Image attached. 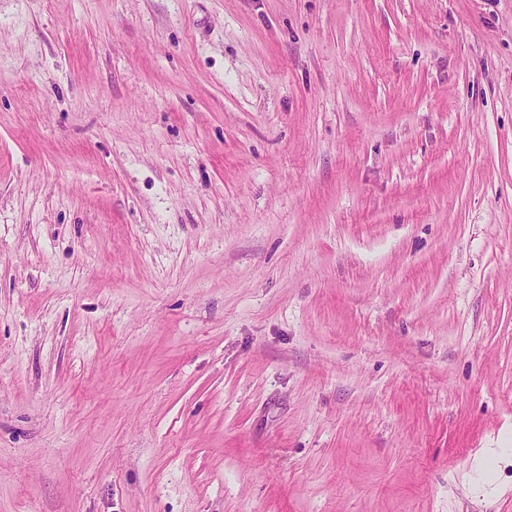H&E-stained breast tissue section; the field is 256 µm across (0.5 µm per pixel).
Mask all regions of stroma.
Listing matches in <instances>:
<instances>
[{"label": "stroma", "instance_id": "obj_1", "mask_svg": "<svg viewBox=\"0 0 512 512\" xmlns=\"http://www.w3.org/2000/svg\"><path fill=\"white\" fill-rule=\"evenodd\" d=\"M0 512H512V0H0Z\"/></svg>", "mask_w": 512, "mask_h": 512}]
</instances>
